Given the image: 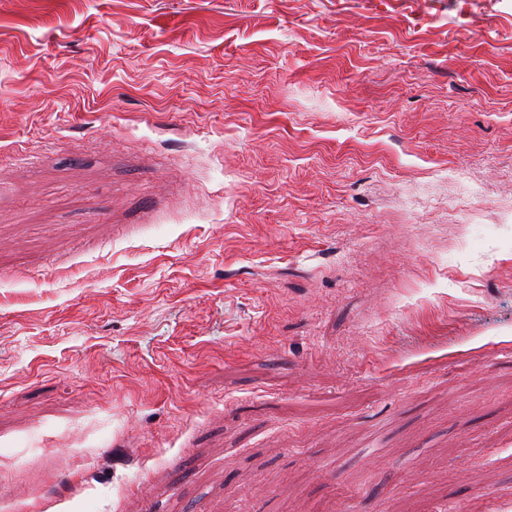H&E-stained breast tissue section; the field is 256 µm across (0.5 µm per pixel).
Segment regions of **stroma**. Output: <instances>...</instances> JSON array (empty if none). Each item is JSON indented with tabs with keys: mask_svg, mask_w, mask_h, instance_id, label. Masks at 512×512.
I'll list each match as a JSON object with an SVG mask.
<instances>
[{
	"mask_svg": "<svg viewBox=\"0 0 512 512\" xmlns=\"http://www.w3.org/2000/svg\"><path fill=\"white\" fill-rule=\"evenodd\" d=\"M0 512H512V0H0Z\"/></svg>",
	"mask_w": 512,
	"mask_h": 512,
	"instance_id": "35a3bbf8",
	"label": "stroma"
}]
</instances>
